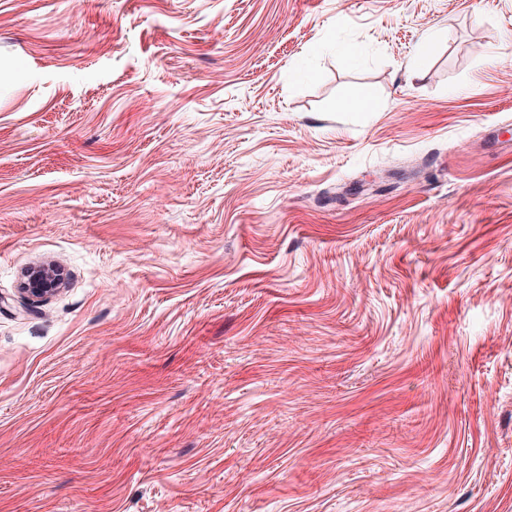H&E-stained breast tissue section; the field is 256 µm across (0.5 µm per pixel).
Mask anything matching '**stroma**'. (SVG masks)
Listing matches in <instances>:
<instances>
[{"label":"stroma","instance_id":"obj_1","mask_svg":"<svg viewBox=\"0 0 512 512\" xmlns=\"http://www.w3.org/2000/svg\"><path fill=\"white\" fill-rule=\"evenodd\" d=\"M0 512H512V0H0ZM59 278H56L46 267L32 268L27 274L24 294L32 298H44L57 288Z\"/></svg>","mask_w":512,"mask_h":512}]
</instances>
